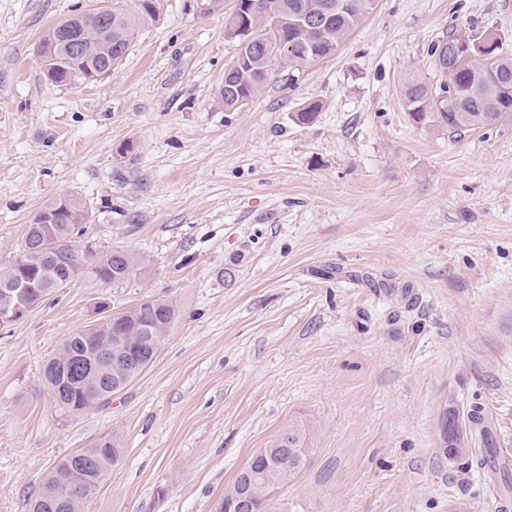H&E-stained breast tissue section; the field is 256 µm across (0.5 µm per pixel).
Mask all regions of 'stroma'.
I'll return each mask as SVG.
<instances>
[{
    "label": "stroma",
    "mask_w": 512,
    "mask_h": 512,
    "mask_svg": "<svg viewBox=\"0 0 512 512\" xmlns=\"http://www.w3.org/2000/svg\"><path fill=\"white\" fill-rule=\"evenodd\" d=\"M97 2L0 0V267L66 194L89 207L81 244L149 267L77 279L0 326V512H28L51 467L106 434L121 458L86 512H213L295 424L309 453L279 492L289 512L512 500V122L452 138L401 95L405 75L433 80L448 32L512 55V0H378L333 55L276 61L230 111L216 99L238 46L194 0H162L110 73L47 80L42 34ZM150 298L176 309L150 368L62 410L44 364ZM474 406L496 457L478 472L443 438Z\"/></svg>",
    "instance_id": "obj_1"
}]
</instances>
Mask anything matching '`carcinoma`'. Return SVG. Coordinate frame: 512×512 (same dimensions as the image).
Instances as JSON below:
<instances>
[{"instance_id": "cac0c4a2", "label": "carcinoma", "mask_w": 512, "mask_h": 512, "mask_svg": "<svg viewBox=\"0 0 512 512\" xmlns=\"http://www.w3.org/2000/svg\"><path fill=\"white\" fill-rule=\"evenodd\" d=\"M162 0H133L134 10H129L122 0H112L106 5L103 21L81 23L80 14H70L55 22L43 34L39 47H51L54 57L43 65L44 75L54 83L68 85L80 80L93 79L112 69V64L123 60L134 39L136 27L158 20ZM284 9L264 10L252 21L258 38L272 40L282 32L293 45L291 55L285 56L283 48L269 44L265 51L251 59L240 76L226 79L219 88L218 100L224 109H236L264 89L273 76L274 60L288 58V63L306 66L332 55L338 45L375 9L377 0H346V6L328 20L319 30L306 31L294 24L299 12L316 13L325 0H278ZM454 34L448 33L434 43L430 55L440 72L436 83L428 84L416 78L402 82L401 94L406 110L417 123L433 122L448 129L452 137L470 130L496 125L512 120V57L501 49L493 52L495 61L486 60L482 48L472 49V54L443 66L448 44ZM86 203L73 195H63L47 203L40 211L38 220L27 225L23 243L10 264L0 270V307L15 302L16 297L7 294L16 278L29 271L38 273L39 289L46 297L60 286L79 277L90 278L100 284H121L135 277L147 266L146 259L123 247L107 251H95L88 247L79 249L82 225L88 223ZM133 316L125 317L113 325H103L102 336H129L134 340V355L124 360L112 361L109 375L96 387L78 383L71 371L72 364L83 360L88 341L85 330L73 333L63 342L57 355L51 359L55 370L44 371V380L51 391L58 393L55 401L67 411H81L94 403L112 396L115 389H124L145 372L153 362L157 348L149 346L143 338V330L152 333L167 332L175 319V309H167L158 299L145 300L130 308ZM468 422L448 423L446 443L448 455L462 461L463 468L472 469L490 462L484 455L477 457L472 451L460 447L461 432H470ZM309 430L304 425L288 428L276 440L272 448L288 449V459L282 465L291 464L301 469L307 458L306 439ZM103 444H91L80 452L95 460L92 468L81 470L75 453H70L52 467L43 480L39 492L31 504V512H75L98 493L112 467L120 459L116 440L103 436ZM260 462H249L237 474L224 494L237 491L250 473L257 482L271 476L259 470ZM82 473L84 497L68 500L64 479L71 471Z\"/></svg>"}]
</instances>
